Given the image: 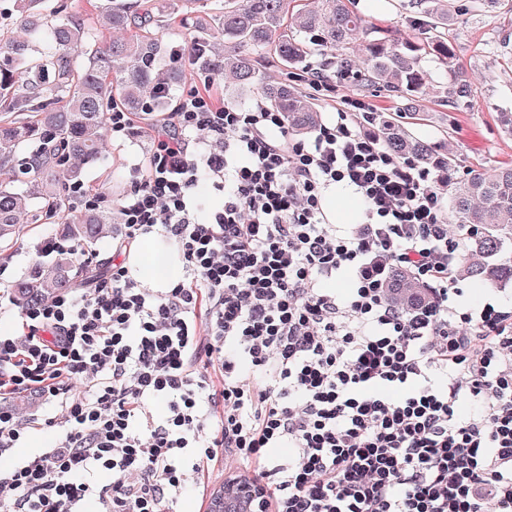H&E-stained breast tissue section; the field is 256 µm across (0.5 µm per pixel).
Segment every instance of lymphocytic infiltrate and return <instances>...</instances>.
<instances>
[{
	"label": "lymphocytic infiltrate",
	"instance_id": "lymphocytic-infiltrate-1",
	"mask_svg": "<svg viewBox=\"0 0 512 512\" xmlns=\"http://www.w3.org/2000/svg\"><path fill=\"white\" fill-rule=\"evenodd\" d=\"M359 118L375 114L343 100L296 140L264 104L194 90L155 124L111 261L0 334V512H174L219 463L260 488L256 512H512V306L461 302L439 168ZM203 178L224 196L204 223ZM336 186L362 222L330 221ZM153 235L183 264L166 288L131 272ZM399 268L426 305L389 300ZM20 393L54 406L56 437L15 458L34 427L8 403Z\"/></svg>",
	"mask_w": 512,
	"mask_h": 512
}]
</instances>
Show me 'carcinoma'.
I'll return each instance as SVG.
<instances>
[{
    "label": "carcinoma",
    "mask_w": 512,
    "mask_h": 512,
    "mask_svg": "<svg viewBox=\"0 0 512 512\" xmlns=\"http://www.w3.org/2000/svg\"><path fill=\"white\" fill-rule=\"evenodd\" d=\"M199 0H169L157 8L149 0H103L95 4L121 36L107 41L91 27L85 11L60 18L49 0H18V17L0 28V242L26 233L19 217L37 207L31 223L60 225V235L84 251L112 237V213L75 202L82 166L103 164L109 113L139 117L161 112L170 89L183 73L197 69L210 76L233 75L237 85L254 89L285 114L288 128L307 134L320 124L312 99L287 83L263 81L260 71L271 58L282 68L300 66L316 47L339 52L345 74L357 84L412 101L445 95L461 104L470 94L466 74L448 46V14L440 0H415L426 26L418 42L378 30L351 8V0H224L210 22L196 27L185 48L163 45L160 32L197 12ZM179 53L183 70L154 71L166 54ZM434 55L451 76L436 84L421 61ZM377 135L392 153L428 164L434 147L405 122L382 118ZM31 176L25 187L15 173ZM448 203L456 224L474 227L458 276L483 285L512 280V164L477 172L448 183ZM70 254L63 253L13 286L18 304L28 306L82 282ZM390 300L406 309L427 298L424 285L408 272L396 273Z\"/></svg>",
    "instance_id": "1"
}]
</instances>
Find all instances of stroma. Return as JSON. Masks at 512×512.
Returning <instances> with one entry per match:
<instances>
[{"instance_id": "35a3bbf8", "label": "stroma", "mask_w": 512, "mask_h": 512, "mask_svg": "<svg viewBox=\"0 0 512 512\" xmlns=\"http://www.w3.org/2000/svg\"><path fill=\"white\" fill-rule=\"evenodd\" d=\"M448 5L452 14L448 43L468 74L471 93L459 106L432 98L419 100L426 119L413 125L412 130L434 144L436 157L453 153L450 174L456 179L473 170L488 172L512 161V137L503 129L504 113L512 112V66L500 53L503 40L512 38V0H500L489 12L474 11L473 0H448ZM354 6L375 26L391 29L396 37L418 39L425 35L410 0H355ZM264 73L309 94L326 120L331 119L337 103L346 98L363 101L381 118L406 109L401 98L385 91L357 89L334 72L328 77V88L320 91L311 88L302 70L290 73L269 63ZM152 149L153 141L147 133L134 139H109L107 152L122 178L106 184L103 169L88 165L82 170L84 190L88 195L100 196V208H114L129 187L130 169L147 167ZM57 233V225L38 223L15 244L0 250V292L11 291L14 282L38 264L33 243Z\"/></svg>"}]
</instances>
